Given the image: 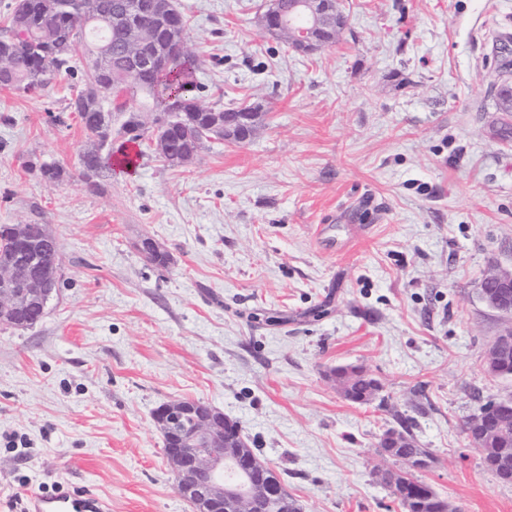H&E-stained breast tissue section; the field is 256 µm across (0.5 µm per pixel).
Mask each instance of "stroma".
Segmentation results:
<instances>
[{
  "label": "stroma",
  "mask_w": 512,
  "mask_h": 512,
  "mask_svg": "<svg viewBox=\"0 0 512 512\" xmlns=\"http://www.w3.org/2000/svg\"><path fill=\"white\" fill-rule=\"evenodd\" d=\"M175 4L202 103L264 111L249 142L184 168L150 152L93 189L72 78L0 89V224L47 225L64 266L39 323L0 324V512L75 486L111 512H191L153 420L176 398L237 420L303 512H400L376 444L403 420L456 512H512L463 432L512 393L487 371L512 315L479 295L512 270V138L490 96L512 0H340L346 29L310 56L265 35L267 0ZM346 364L378 399L343 398ZM330 374L336 380L338 388L343 390V396L359 405L370 404L381 387L380 382L369 372L350 375L339 366L332 368Z\"/></svg>",
  "instance_id": "35a3bbf8"
}]
</instances>
